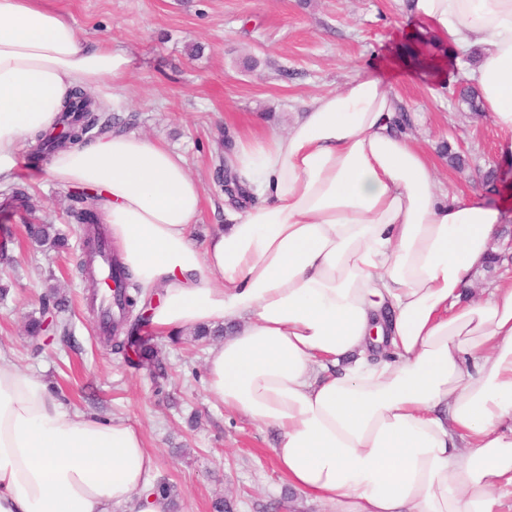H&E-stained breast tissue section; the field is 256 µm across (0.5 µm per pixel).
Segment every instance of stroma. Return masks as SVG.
<instances>
[{
    "mask_svg": "<svg viewBox=\"0 0 512 512\" xmlns=\"http://www.w3.org/2000/svg\"><path fill=\"white\" fill-rule=\"evenodd\" d=\"M89 42L108 39L129 65L105 114L120 115L129 133L167 144L205 187L191 226L203 243L224 221L217 184V140L225 131L258 129L265 115L284 131L312 98L355 75L380 77L413 117L409 133L434 159L449 193L470 191L477 172L497 169L493 203L512 215V157L484 112L445 88L447 44L423 41L403 0H48ZM450 144L468 163L457 172L441 153ZM38 205L35 220L56 225L71 245L82 230L67 216L73 189L43 173L23 180ZM12 233L13 262L0 267V353L30 369L67 397L72 412L137 426L157 457V479L170 483L177 512H213L216 499L233 512H329L295 492L273 455L276 429L260 428L215 402L206 390V349L183 330L180 344L147 332L146 346L168 369L155 385L148 369L112 353L85 302L91 288L67 252H44L19 219L0 220ZM69 302L72 336L52 334L33 354L25 332L47 285Z\"/></svg>",
    "mask_w": 512,
    "mask_h": 512,
    "instance_id": "obj_1",
    "label": "stroma"
}]
</instances>
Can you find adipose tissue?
I'll return each instance as SVG.
<instances>
[{
	"mask_svg": "<svg viewBox=\"0 0 512 512\" xmlns=\"http://www.w3.org/2000/svg\"><path fill=\"white\" fill-rule=\"evenodd\" d=\"M452 46L512 155V0H408ZM127 57L86 44L46 0H0V183L21 141L75 90L111 97ZM401 100L355 76L286 132L234 141L249 199L203 245L183 156L114 132L57 152L46 175L97 198L164 336L229 324L206 358L225 407L279 431L288 484L333 512H502L512 499V270L472 287L504 210L489 186L450 195L399 126ZM157 458L123 420L65 410L0 355V512H112Z\"/></svg>",
	"mask_w": 512,
	"mask_h": 512,
	"instance_id": "1",
	"label": "adipose tissue"
}]
</instances>
